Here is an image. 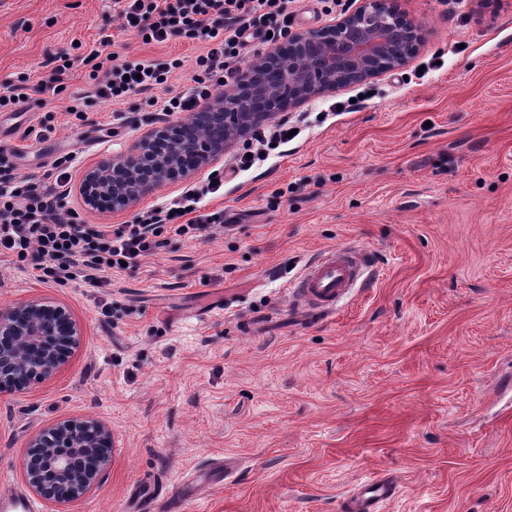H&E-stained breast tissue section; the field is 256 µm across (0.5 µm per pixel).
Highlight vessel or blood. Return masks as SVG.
<instances>
[{"label": "vessel or blood", "mask_w": 512, "mask_h": 512, "mask_svg": "<svg viewBox=\"0 0 512 512\" xmlns=\"http://www.w3.org/2000/svg\"><path fill=\"white\" fill-rule=\"evenodd\" d=\"M365 273L362 254L350 247L325 251L306 266L302 274L289 284V292L299 307L314 314L333 313L338 303L362 282ZM203 487L202 481L177 484L168 491L145 484L134 489L135 506L130 512H154L164 503L167 512H183L190 491ZM396 493L390 477L378 475L367 481L344 503L346 512H379L381 505ZM0 512H38L37 506L18 487L0 492Z\"/></svg>", "instance_id": "1"}]
</instances>
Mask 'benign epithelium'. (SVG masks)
Returning <instances> with one entry per match:
<instances>
[{
	"label": "benign epithelium",
	"instance_id": "benign-epithelium-1",
	"mask_svg": "<svg viewBox=\"0 0 512 512\" xmlns=\"http://www.w3.org/2000/svg\"><path fill=\"white\" fill-rule=\"evenodd\" d=\"M418 26L391 0H361L350 14L321 28L288 33V47L271 49L260 64L243 70L233 97L193 115V123L217 132L188 138L184 123L170 122L135 142L125 153L90 168L83 179L84 203L109 210L129 207L165 184L185 179L224 153L273 112L283 99L292 106L377 75V61L389 57L394 41L419 44ZM292 68L278 87L264 71ZM81 332L70 313L51 301L18 303L0 313V388L24 390L52 377L80 344ZM112 459V429L97 417L66 419L32 436L24 459L30 490L56 506V512L80 500L97 485Z\"/></svg>",
	"mask_w": 512,
	"mask_h": 512
}]
</instances>
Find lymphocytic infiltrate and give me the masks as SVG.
<instances>
[{"instance_id":"f902f5d3","label":"lymphocytic infiltrate","mask_w":512,"mask_h":512,"mask_svg":"<svg viewBox=\"0 0 512 512\" xmlns=\"http://www.w3.org/2000/svg\"><path fill=\"white\" fill-rule=\"evenodd\" d=\"M292 0H113L116 13L143 44L181 37L198 44L190 94L156 97L169 75L183 66L182 59L117 62L115 53L92 50L88 61L103 72L95 94L120 101L149 93V104L162 116L174 117L195 109L199 102L237 87L245 49L262 54L271 40L288 34ZM66 64L55 65L37 84L20 81L0 86V110L15 107L34 94H59ZM76 156L58 155L41 179L16 173L0 164V252L28 262L42 282L80 281L88 288H105L112 271L121 265L136 267L160 248L171 233L189 238L211 230L216 215L201 213L200 203L215 194L206 183L189 188L169 206L143 212L130 224L93 228L78 214L65 211L63 188L71 180Z\"/></svg>"}]
</instances>
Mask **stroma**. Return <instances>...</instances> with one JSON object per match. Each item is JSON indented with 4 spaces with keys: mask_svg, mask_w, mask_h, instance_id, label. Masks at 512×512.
I'll return each instance as SVG.
<instances>
[{
    "mask_svg": "<svg viewBox=\"0 0 512 512\" xmlns=\"http://www.w3.org/2000/svg\"><path fill=\"white\" fill-rule=\"evenodd\" d=\"M455 2L397 0L422 28L417 54L287 110L298 136L207 201L224 215L209 237L168 235L99 290L0 256V312L47 299L82 332L55 376L0 389V489L25 487L35 433L94 416L112 428V462L70 512H123L133 484L218 456L235 481L186 512H340L380 473L398 484L384 512H512V0ZM358 5L295 0L291 28ZM105 38L122 61L181 58L165 88H190L201 46L143 44L112 0H0V85L74 61L63 92L0 112V144L41 178L49 164L18 129L53 115L77 155L65 208L91 225L170 204L245 148L122 212L86 207V171L162 124L146 95L96 96L82 59ZM338 246L365 254L368 286L333 315L302 312L285 283Z\"/></svg>",
    "mask_w": 512,
    "mask_h": 512,
    "instance_id": "35a3bbf8",
    "label": "stroma"
}]
</instances>
